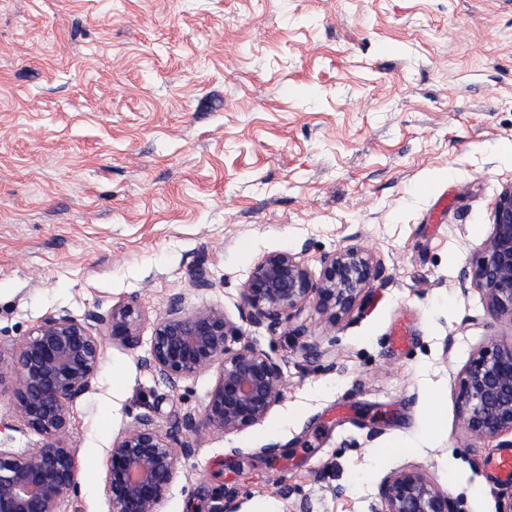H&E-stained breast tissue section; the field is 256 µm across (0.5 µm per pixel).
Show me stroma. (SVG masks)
I'll return each mask as SVG.
<instances>
[{"label": "stroma", "instance_id": "stroma-1", "mask_svg": "<svg viewBox=\"0 0 512 512\" xmlns=\"http://www.w3.org/2000/svg\"><path fill=\"white\" fill-rule=\"evenodd\" d=\"M510 183L512 0H0V344L63 310L143 313L73 407L67 512H111L108 450L137 417L203 411L215 372L173 388L141 365L171 296L235 322L263 255L316 273L356 243L387 284L333 331L311 307L301 337L244 327L282 401L207 432L163 512H369L406 467L458 512H498L512 485L486 463L512 435L464 430L458 377L512 323L458 279ZM197 263L211 287H190Z\"/></svg>", "mask_w": 512, "mask_h": 512}]
</instances>
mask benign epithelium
<instances>
[{
	"mask_svg": "<svg viewBox=\"0 0 512 512\" xmlns=\"http://www.w3.org/2000/svg\"><path fill=\"white\" fill-rule=\"evenodd\" d=\"M321 263L315 278L299 253L263 256L242 290L240 320L274 335L298 322L313 300L334 328L375 283L387 282L382 264L362 246L336 251ZM459 284L481 289L488 313L512 323V183L498 194L492 230L460 271ZM141 322L142 312L132 301L85 320L58 313L11 344L10 364L0 365V385L12 383L13 413L0 418V434L32 430L43 443L16 450L0 441V512H65L77 488V449L69 434L73 406L92 391L102 359L104 337L93 332V325L104 326L112 341L135 348ZM303 350L308 360L325 361V370L338 369L331 350L321 343L307 342ZM142 364L172 388L211 370L217 377L207 393L204 421L187 411L175 432L163 433L145 415L112 443L105 475L112 512H162L179 457L196 452L203 431L232 433L262 423L281 402L285 384L280 364L243 340L224 310L202 306L188 311L180 294L169 299L154 325ZM458 403L462 424L473 436L512 432V340L493 338L471 360L461 373ZM370 512L456 510L448 493L422 470L404 468L384 477Z\"/></svg>",
	"mask_w": 512,
	"mask_h": 512,
	"instance_id": "obj_1",
	"label": "benign epithelium"
}]
</instances>
